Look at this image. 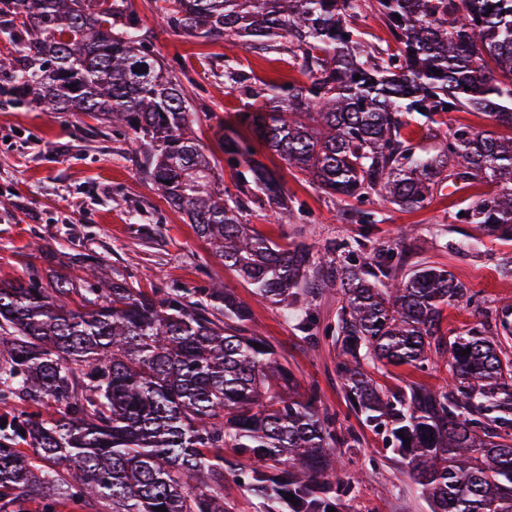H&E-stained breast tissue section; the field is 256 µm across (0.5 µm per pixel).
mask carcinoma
Returning a JSON list of instances; mask_svg holds the SVG:
<instances>
[{
  "label": "carcinoma",
  "instance_id": "1",
  "mask_svg": "<svg viewBox=\"0 0 512 512\" xmlns=\"http://www.w3.org/2000/svg\"><path fill=\"white\" fill-rule=\"evenodd\" d=\"M361 2L155 7L173 32L222 39L230 51H277L288 40L308 81L258 85L226 55L224 84L247 99L240 123L306 182L356 201L357 223H375L364 205L378 190L402 210L424 207L450 170L468 186H494L461 218L512 240V0H375L394 42L379 58L354 25ZM1 15L9 42L24 45L17 61L0 53V68L13 71L5 94L131 136L139 173L224 266L305 338L336 347L351 412L407 467L431 512H512L511 303L495 331L458 334L443 327L444 311L471 306L475 293L448 270L421 263L400 275L403 255L388 243L315 252L256 232L248 216L285 209L277 176L221 122L235 191L219 187L187 91L145 45L132 0H0ZM457 111L483 112L508 133L447 127L443 116ZM413 122L443 138V150L417 153L404 133ZM83 273L0 282V404L55 405L46 418L0 414V512H23L26 500L44 512L91 500L112 512H235L228 481L261 512H345L356 477L336 462L360 437L301 391L246 303L226 288H135L94 260ZM317 286L341 293L333 325L314 314ZM363 359L420 371L442 359L450 380L390 388Z\"/></svg>",
  "mask_w": 512,
  "mask_h": 512
}]
</instances>
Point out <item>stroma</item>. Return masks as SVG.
<instances>
[{
	"label": "stroma",
	"mask_w": 512,
	"mask_h": 512,
	"mask_svg": "<svg viewBox=\"0 0 512 512\" xmlns=\"http://www.w3.org/2000/svg\"><path fill=\"white\" fill-rule=\"evenodd\" d=\"M147 45L164 61L182 59L181 77L199 109L198 133L216 147L217 121L236 126L243 107L224 87V45L172 33L159 19L154 0H133ZM245 71L271 82L299 81L298 60L288 52L252 48L241 52ZM9 77L0 74V280L64 274L84 256L96 257L108 273L139 288H228L253 312L254 325L295 370L303 389L314 390L322 407L357 426L336 376L331 343L305 339L280 309L258 300L251 286L225 268L195 234L186 217L171 208L138 172L135 153L122 132L87 115L49 114L3 95ZM276 171L288 201L279 223L252 215L251 224L274 241L323 249L332 241L364 240L367 248L392 242L408 265L448 269L479 301L450 307L445 327L462 331L493 328L496 311L512 300V241L484 235L457 214L487 193L485 185L445 183L429 204L402 210L373 195L375 221H351L350 207L301 181L279 157L262 151ZM361 443L346 449L350 472H362L348 512H430L404 467L386 454L380 435L358 428Z\"/></svg>",
	"instance_id": "stroma-1"
}]
</instances>
